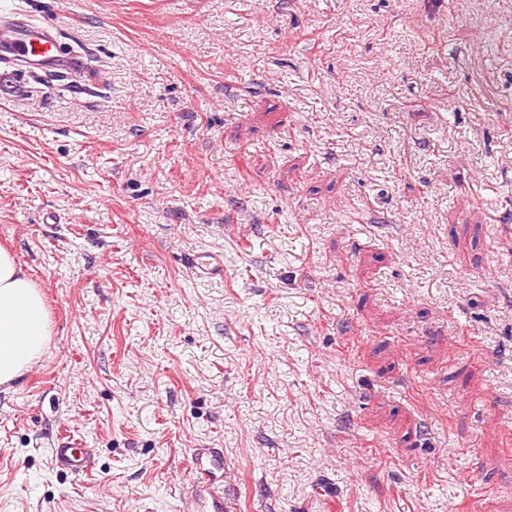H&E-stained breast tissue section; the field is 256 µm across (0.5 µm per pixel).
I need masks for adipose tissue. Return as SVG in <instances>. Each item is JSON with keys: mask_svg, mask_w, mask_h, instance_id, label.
Instances as JSON below:
<instances>
[{"mask_svg": "<svg viewBox=\"0 0 512 512\" xmlns=\"http://www.w3.org/2000/svg\"><path fill=\"white\" fill-rule=\"evenodd\" d=\"M53 334L39 284L0 247V386L28 372Z\"/></svg>", "mask_w": 512, "mask_h": 512, "instance_id": "ef3b65f1", "label": "adipose tissue"}]
</instances>
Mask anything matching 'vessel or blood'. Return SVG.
Here are the masks:
<instances>
[{
  "label": "vessel or blood",
  "mask_w": 512,
  "mask_h": 512,
  "mask_svg": "<svg viewBox=\"0 0 512 512\" xmlns=\"http://www.w3.org/2000/svg\"><path fill=\"white\" fill-rule=\"evenodd\" d=\"M50 24H27L10 15H0V58L35 70L61 69L67 62L60 55ZM57 466L73 474L88 471L93 458L85 448L70 444L54 450ZM194 493L183 512H227L224 489L217 486L212 459L195 462Z\"/></svg>",
  "instance_id": "obj_1"
}]
</instances>
